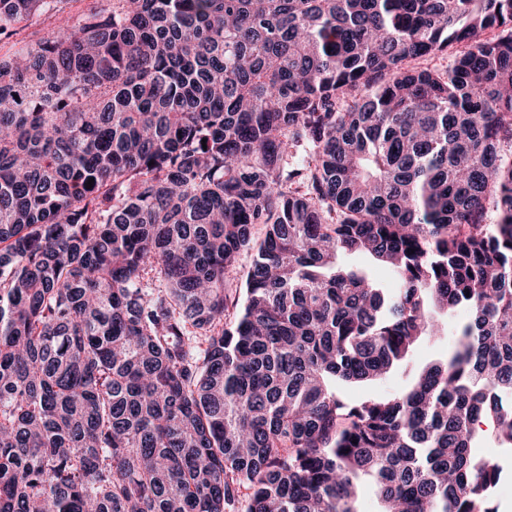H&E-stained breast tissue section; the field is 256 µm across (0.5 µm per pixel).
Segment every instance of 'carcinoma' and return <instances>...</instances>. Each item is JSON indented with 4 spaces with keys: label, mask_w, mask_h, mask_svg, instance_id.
Segmentation results:
<instances>
[{
    "label": "carcinoma",
    "mask_w": 512,
    "mask_h": 512,
    "mask_svg": "<svg viewBox=\"0 0 512 512\" xmlns=\"http://www.w3.org/2000/svg\"><path fill=\"white\" fill-rule=\"evenodd\" d=\"M486 418L512 449V0H89L0 59V512H498ZM346 260L350 264L366 268L374 280L384 288H392L394 286V279L389 270L377 263L372 257L368 255H353L347 257ZM445 346V337L422 343L406 362L385 379L367 384H341L339 389L351 401L400 391L407 386L415 372L438 357ZM484 437L482 441L474 448V453L478 459H496L505 455V448H499L495 439L494 428L491 422L483 425Z\"/></svg>",
    "instance_id": "cac0c4a2"
}]
</instances>
